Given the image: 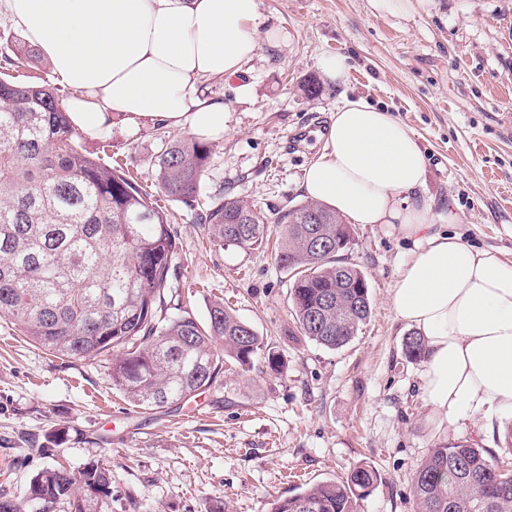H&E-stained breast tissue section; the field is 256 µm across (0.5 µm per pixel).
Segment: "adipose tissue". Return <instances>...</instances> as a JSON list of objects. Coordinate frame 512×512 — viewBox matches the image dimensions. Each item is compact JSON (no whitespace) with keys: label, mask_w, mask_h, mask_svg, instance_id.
<instances>
[{"label":"adipose tissue","mask_w":512,"mask_h":512,"mask_svg":"<svg viewBox=\"0 0 512 512\" xmlns=\"http://www.w3.org/2000/svg\"><path fill=\"white\" fill-rule=\"evenodd\" d=\"M0 18L49 60L74 94L72 125L97 138L121 119L223 136L228 110L202 83L234 76L259 49V0H0ZM427 165L413 132L362 101L337 106L302 189L356 224L411 241L390 301L425 340L419 389L441 429L512 408V263L433 230L413 202Z\"/></svg>","instance_id":"ef3b65f1"}]
</instances>
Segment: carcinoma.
<instances>
[{"instance_id": "obj_1", "label": "carcinoma", "mask_w": 512, "mask_h": 512, "mask_svg": "<svg viewBox=\"0 0 512 512\" xmlns=\"http://www.w3.org/2000/svg\"><path fill=\"white\" fill-rule=\"evenodd\" d=\"M212 157L192 137L163 144L158 181L169 198L194 201ZM321 217L306 224L305 212ZM220 247L256 248L268 234L261 212L220 194L200 213ZM280 265L292 274L294 322L309 341L347 345L371 317L364 274L336 253L341 216L312 202L277 219ZM178 238L168 215L140 193L123 169L78 145L56 89L0 78V317L31 342L71 360L112 356V387L135 406H178L218 376H242L261 359L273 372L282 355L221 303L204 321L172 288ZM347 278H336V267ZM407 359L425 343L410 335ZM377 481L371 466L343 481L312 485L271 503L268 512H360ZM416 512H512V461L486 448L443 444L411 475ZM112 497V471L97 463L74 475L51 465L30 482L29 501H65L71 512H100Z\"/></svg>"}]
</instances>
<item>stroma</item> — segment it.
Segmentation results:
<instances>
[{
    "label": "stroma",
    "instance_id": "obj_1",
    "mask_svg": "<svg viewBox=\"0 0 512 512\" xmlns=\"http://www.w3.org/2000/svg\"><path fill=\"white\" fill-rule=\"evenodd\" d=\"M259 12L278 43L261 42L237 76L204 82L228 121L200 198L235 195L277 233L281 212L305 200L304 170L337 105L362 100L417 138L427 179L416 197L430 202L436 230L512 262V0H425L404 16L378 15L370 0H259ZM325 55L344 58V83L323 76ZM242 83L252 89L245 98ZM191 135L117 124L105 141L76 140L103 164L129 168L170 215L176 286L197 318L223 302L284 355V373L221 376L177 409L149 411L113 389L109 360L61 359L0 318V489L24 495L55 460L74 472L98 462L112 471L101 512H267L368 464L378 480L362 512H415L410 476L432 448L463 441L504 452L498 437L512 410L445 432L428 421L422 364L406 359L410 330L390 304L411 242L386 224L354 225L344 258L364 273L372 314L346 346L316 345L297 331L290 275L270 249L211 244L198 208L161 192L162 144ZM59 429L65 441L50 447Z\"/></svg>",
    "mask_w": 512,
    "mask_h": 512
}]
</instances>
